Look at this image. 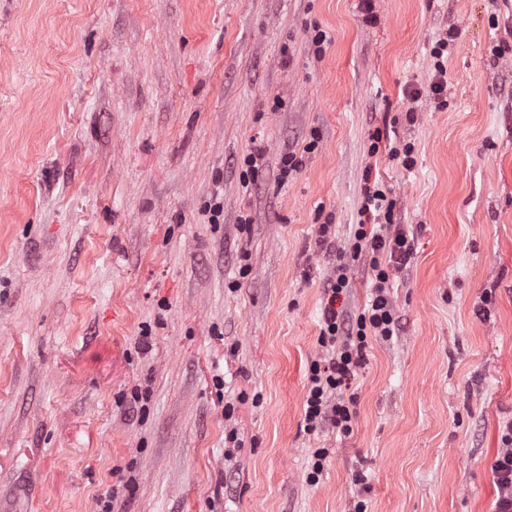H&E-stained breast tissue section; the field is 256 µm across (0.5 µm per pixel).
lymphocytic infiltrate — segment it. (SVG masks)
<instances>
[{
  "mask_svg": "<svg viewBox=\"0 0 512 512\" xmlns=\"http://www.w3.org/2000/svg\"><path fill=\"white\" fill-rule=\"evenodd\" d=\"M395 202L388 198L380 183L365 187L359 213L361 219L354 231L346 259L336 266V279L330 285V296L323 310L317 338L324 355L308 368V385L304 401V429L319 432L335 428L338 434L353 431L355 413L345 398L359 370L366 362L369 337L391 339L398 329L390 288L394 270L400 269L413 253V240L394 222ZM368 257L373 276V294L368 307L350 320L336 307V301L348 288L349 273L361 257ZM503 448L493 467L498 497L494 512H512V426L501 436Z\"/></svg>",
  "mask_w": 512,
  "mask_h": 512,
  "instance_id": "1",
  "label": "lymphocytic infiltrate"
}]
</instances>
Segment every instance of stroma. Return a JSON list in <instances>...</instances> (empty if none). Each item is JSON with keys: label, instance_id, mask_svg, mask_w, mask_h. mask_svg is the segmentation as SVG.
<instances>
[{"label": "stroma", "instance_id": "35a3bbf8", "mask_svg": "<svg viewBox=\"0 0 512 512\" xmlns=\"http://www.w3.org/2000/svg\"><path fill=\"white\" fill-rule=\"evenodd\" d=\"M288 151L303 164L282 184ZM370 179L414 238L399 330L370 342L352 433L309 434L326 290ZM509 424L502 0H0V512H99L110 489L112 512H492ZM448 39L443 38L436 42L431 50L433 63V82L430 85V93L434 99H439L448 88L447 68L444 63V54L446 61L448 59Z\"/></svg>", "mask_w": 512, "mask_h": 512}]
</instances>
